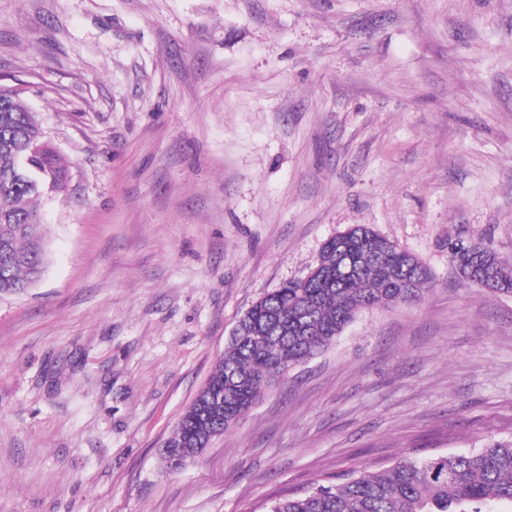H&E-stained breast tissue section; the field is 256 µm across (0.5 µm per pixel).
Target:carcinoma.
I'll use <instances>...</instances> for the list:
<instances>
[{"instance_id": "obj_1", "label": "carcinoma", "mask_w": 512, "mask_h": 512, "mask_svg": "<svg viewBox=\"0 0 512 512\" xmlns=\"http://www.w3.org/2000/svg\"><path fill=\"white\" fill-rule=\"evenodd\" d=\"M68 186L24 91L0 84V295L31 288L48 263L40 200ZM457 275L512 294V268L482 240L450 251ZM317 272L266 294L238 320L224 356L165 442L170 469L202 452L201 439L231 431L288 370L328 348L366 308L421 301L432 276L418 257L356 225L325 243ZM222 396L224 416L205 397ZM512 512V438L464 453L407 455L378 469L338 474L293 493L275 492L265 512Z\"/></svg>"}]
</instances>
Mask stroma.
I'll use <instances>...</instances> for the list:
<instances>
[{"mask_svg":"<svg viewBox=\"0 0 512 512\" xmlns=\"http://www.w3.org/2000/svg\"><path fill=\"white\" fill-rule=\"evenodd\" d=\"M0 83L65 161L49 265L0 295V512H264L283 488L512 437V0H0ZM356 224L415 254L230 433L165 440L236 322ZM471 248L450 250V259L457 275L492 291L512 294V268L504 263L494 249L482 240L470 242Z\"/></svg>","mask_w":512,"mask_h":512,"instance_id":"35a3bbf8","label":"stroma"}]
</instances>
